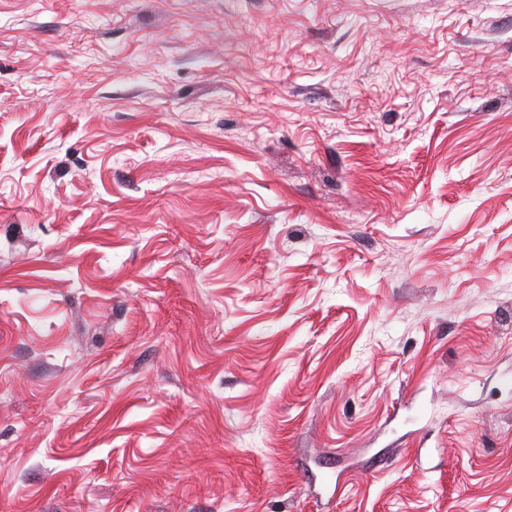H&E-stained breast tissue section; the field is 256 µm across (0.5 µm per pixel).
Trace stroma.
<instances>
[{
	"label": "stroma",
	"instance_id": "obj_1",
	"mask_svg": "<svg viewBox=\"0 0 512 512\" xmlns=\"http://www.w3.org/2000/svg\"><path fill=\"white\" fill-rule=\"evenodd\" d=\"M0 512H512V0H0Z\"/></svg>",
	"mask_w": 512,
	"mask_h": 512
}]
</instances>
